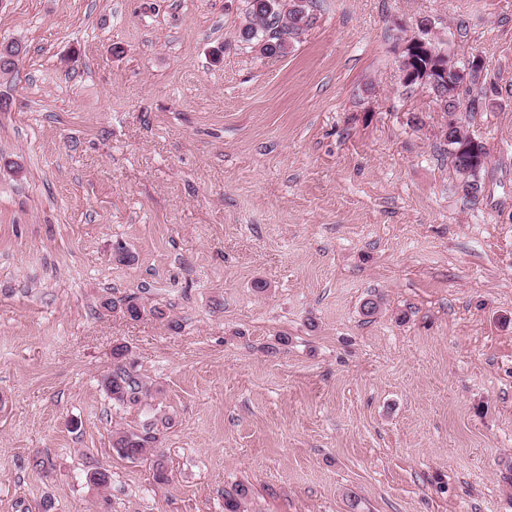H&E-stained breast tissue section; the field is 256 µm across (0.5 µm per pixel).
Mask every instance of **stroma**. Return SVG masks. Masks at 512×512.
I'll list each match as a JSON object with an SVG mask.
<instances>
[{
  "instance_id": "obj_1",
  "label": "stroma",
  "mask_w": 512,
  "mask_h": 512,
  "mask_svg": "<svg viewBox=\"0 0 512 512\" xmlns=\"http://www.w3.org/2000/svg\"><path fill=\"white\" fill-rule=\"evenodd\" d=\"M245 10L0 0V512H512V0H318L275 57ZM422 18L485 63L475 203L400 80ZM129 350L126 345L116 344L112 348L113 367L101 378V386L112 403L118 406H135L143 398L151 396L152 389L135 369L134 363L127 362ZM155 442L157 437L150 428H119L112 434V451L120 458L137 461L142 458L147 448L154 446Z\"/></svg>"
}]
</instances>
